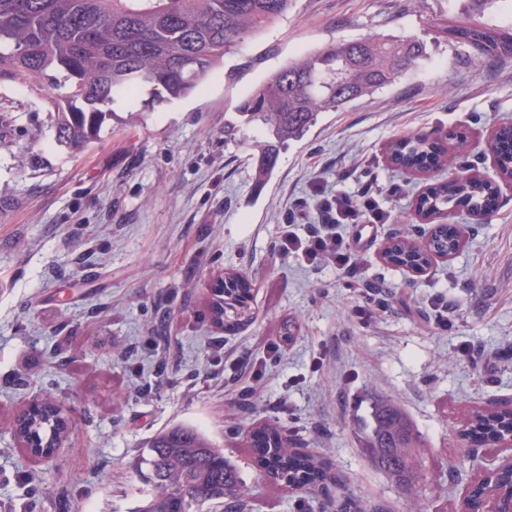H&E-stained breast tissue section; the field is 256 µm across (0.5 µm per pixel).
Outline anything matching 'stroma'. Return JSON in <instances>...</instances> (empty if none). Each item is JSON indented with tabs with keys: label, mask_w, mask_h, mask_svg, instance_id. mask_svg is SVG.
I'll return each mask as SVG.
<instances>
[{
	"label": "stroma",
	"mask_w": 512,
	"mask_h": 512,
	"mask_svg": "<svg viewBox=\"0 0 512 512\" xmlns=\"http://www.w3.org/2000/svg\"><path fill=\"white\" fill-rule=\"evenodd\" d=\"M458 15L512 30V0H294L195 95L154 104L132 124L106 121L76 151L54 143L37 91L0 87V512H131L140 456L179 424L239 464L251 512H336L335 495L298 497L255 466L246 440L272 421L367 512H406L408 494L364 447L379 400L400 406L425 443L419 494L429 512H462L479 469L512 456L457 440L471 411L512 408V178L489 146L512 124V55L476 62L449 47L441 29ZM374 34L416 35L433 50L397 84L321 113L255 189L249 150L224 141L233 105L289 59ZM235 64L243 70L228 79ZM413 135L448 150L430 175L388 159L392 141ZM458 172L497 187L490 214L420 217L427 184ZM362 189L389 219L360 253L359 279L281 256L283 225L317 223L316 196ZM447 222L463 225L464 242L425 273L383 260L391 238L421 244ZM229 271L249 281L255 311L232 332L209 312ZM371 288L385 306L353 316ZM434 295L448 303L447 329L428 315ZM270 341L279 350L267 358ZM463 345L471 357L459 355ZM41 399L72 425L38 463L11 429Z\"/></svg>",
	"instance_id": "obj_1"
}]
</instances>
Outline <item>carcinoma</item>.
Instances as JSON below:
<instances>
[{"label":"carcinoma","mask_w":512,"mask_h":512,"mask_svg":"<svg viewBox=\"0 0 512 512\" xmlns=\"http://www.w3.org/2000/svg\"><path fill=\"white\" fill-rule=\"evenodd\" d=\"M292 0H0V85L34 84L52 77L48 97L54 141L71 150L95 142L116 98L128 101L149 88L152 100L177 101L196 93L224 64V56L288 14ZM448 44L476 61L512 55V33L469 20L448 19ZM429 56L415 36H371L328 43L288 61L234 106L224 122V144L248 145L256 159L255 186H264L280 155L310 131L322 112L336 110L394 84ZM262 131L249 140L243 130ZM492 150L512 176V128L496 132ZM445 147L424 137L400 138L390 147L391 163L407 171L437 166ZM493 184L478 177L433 183L422 193L418 212L437 215L463 205L478 213L493 207ZM457 228L440 224L431 247L445 250ZM386 259L429 261L420 246L390 243ZM224 288L211 304L212 320L227 331L252 322L244 281L224 273ZM31 447L42 448L59 434L47 403L26 418ZM368 448L375 464L396 483L412 487L420 473V439L403 412L378 403L367 421ZM512 431V411L476 412L466 437L487 442ZM261 468L276 482L306 494L328 490V468L288 430L268 423L260 430ZM146 464L151 492L134 512H204L217 503L224 512H249L248 492L238 466L224 458L197 428L179 426L152 440Z\"/></svg>","instance_id":"carcinoma-1"}]
</instances>
